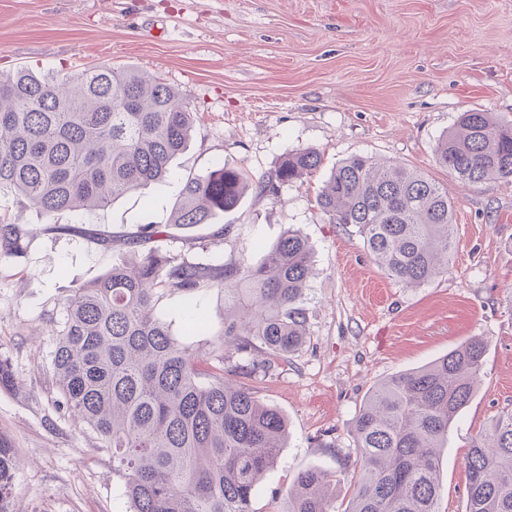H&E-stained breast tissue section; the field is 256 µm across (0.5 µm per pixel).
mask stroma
Wrapping results in <instances>:
<instances>
[{"mask_svg": "<svg viewBox=\"0 0 512 512\" xmlns=\"http://www.w3.org/2000/svg\"><path fill=\"white\" fill-rule=\"evenodd\" d=\"M109 65L147 71L183 94L195 115L166 183L87 215L63 234L14 199L0 216L28 231L23 253L0 258V358L16 378L0 387V437L15 452L11 512H132L112 455L60 409L52 367L59 299L110 269L98 233L167 223L184 179L221 163L254 176L313 148L312 177L249 193L219 224L172 230L162 246L202 261L260 263L287 232L306 236L305 344L257 355L246 379L280 411L288 433L254 512H285L297 474L332 476L341 505L354 492L352 429L381 381L422 368L469 338L486 344L480 386L440 453V512H465L471 440L512 410V178L460 185L437 160L462 112L512 123V0H0V74L25 67L77 77ZM354 155L400 164L447 187L456 247L448 271L418 287L388 277L355 227L328 223L317 195ZM207 328L183 336L189 304ZM158 310L184 344L214 360L223 349L224 295L165 294Z\"/></svg>", "mask_w": 512, "mask_h": 512, "instance_id": "1", "label": "stroma"}]
</instances>
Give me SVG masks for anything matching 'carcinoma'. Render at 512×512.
<instances>
[{
	"instance_id": "obj_1",
	"label": "carcinoma",
	"mask_w": 512,
	"mask_h": 512,
	"mask_svg": "<svg viewBox=\"0 0 512 512\" xmlns=\"http://www.w3.org/2000/svg\"><path fill=\"white\" fill-rule=\"evenodd\" d=\"M193 113L175 88L137 68L97 66L72 81L21 68L0 75V198L14 197L54 229L59 216L103 210L160 184L188 145ZM462 184L512 177V124L492 112L462 113L437 146ZM320 154H288L265 179L217 164L186 178L166 224L131 235L99 234L120 259L60 300L53 369L60 406L80 417L112 454L133 512H253L256 490L287 435L284 416L242 384L205 369L156 313L168 292L224 293V346L286 356L305 342L307 239L290 231L253 265L191 261L160 242L236 209L255 190L313 176ZM317 204L331 224L357 228L388 276L417 287L448 270L454 247L448 188L398 164L358 155L330 173ZM27 231L0 217V256L24 250ZM152 244L146 251L140 247ZM485 344L473 337L421 369L388 378L366 396L353 428L359 462L344 512H439V451L480 382ZM466 512H512V412L470 444ZM14 451L0 437V512H9ZM329 475L301 471L285 512H333Z\"/></svg>"
}]
</instances>
